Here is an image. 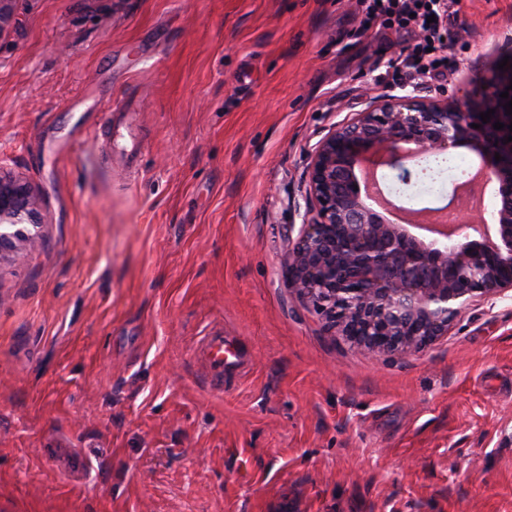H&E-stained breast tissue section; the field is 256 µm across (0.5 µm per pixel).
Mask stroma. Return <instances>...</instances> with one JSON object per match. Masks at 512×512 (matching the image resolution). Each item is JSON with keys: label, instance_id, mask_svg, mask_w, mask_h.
Instances as JSON below:
<instances>
[{"label": "stroma", "instance_id": "stroma-1", "mask_svg": "<svg viewBox=\"0 0 512 512\" xmlns=\"http://www.w3.org/2000/svg\"><path fill=\"white\" fill-rule=\"evenodd\" d=\"M8 8L0 169L44 243L0 261V512H512V295L375 357L285 273L309 149L402 93L413 39L362 30L358 0ZM454 24L428 96L512 49V0ZM215 326L248 361L220 394L193 359Z\"/></svg>", "mask_w": 512, "mask_h": 512}]
</instances>
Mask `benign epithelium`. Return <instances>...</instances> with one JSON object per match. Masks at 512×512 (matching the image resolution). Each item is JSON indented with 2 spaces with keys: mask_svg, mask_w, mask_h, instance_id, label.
I'll return each instance as SVG.
<instances>
[{
  "mask_svg": "<svg viewBox=\"0 0 512 512\" xmlns=\"http://www.w3.org/2000/svg\"><path fill=\"white\" fill-rule=\"evenodd\" d=\"M510 85L507 65L473 83L465 102L445 94L370 96L310 149L288 284L351 347L373 356L411 354L448 335L476 299L512 291V141L504 142L512 115L500 97ZM490 109L485 123L480 114ZM497 122L504 128H494ZM410 146L419 154L468 147L484 158L486 177L498 185L492 242L429 243L390 223L354 190L360 165L378 155L410 182ZM40 223L31 185L0 175V259L20 243L36 246Z\"/></svg>",
  "mask_w": 512,
  "mask_h": 512,
  "instance_id": "7a95c632",
  "label": "benign epithelium"
}]
</instances>
